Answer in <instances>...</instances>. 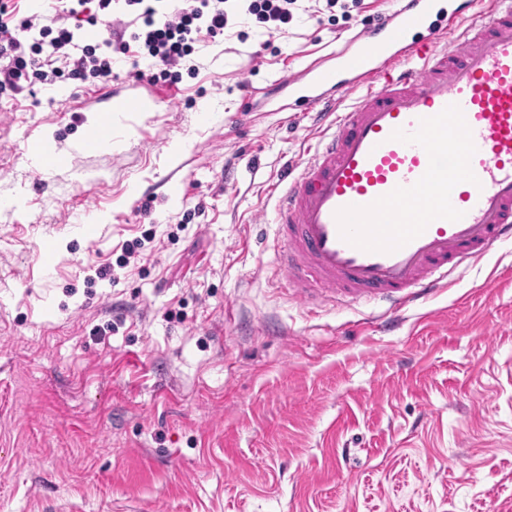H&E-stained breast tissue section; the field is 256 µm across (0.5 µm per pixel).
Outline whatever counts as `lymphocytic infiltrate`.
<instances>
[{"label":"lymphocytic infiltrate","instance_id":"lymphocytic-infiltrate-1","mask_svg":"<svg viewBox=\"0 0 512 512\" xmlns=\"http://www.w3.org/2000/svg\"><path fill=\"white\" fill-rule=\"evenodd\" d=\"M20 0H0V95H19L33 84L107 77L112 59L84 43L78 27L45 22L42 12L21 16ZM136 53H147L163 75L186 64L196 43L224 33L237 12L256 16L270 31L293 18L297 0H122Z\"/></svg>","mask_w":512,"mask_h":512}]
</instances>
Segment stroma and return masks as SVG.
I'll return each mask as SVG.
<instances>
[{
    "label": "stroma",
    "mask_w": 512,
    "mask_h": 512,
    "mask_svg": "<svg viewBox=\"0 0 512 512\" xmlns=\"http://www.w3.org/2000/svg\"><path fill=\"white\" fill-rule=\"evenodd\" d=\"M397 7L301 0L174 85L0 97V512H512V242L393 314L279 270L267 188L317 142L279 80Z\"/></svg>",
    "instance_id": "stroma-1"
}]
</instances>
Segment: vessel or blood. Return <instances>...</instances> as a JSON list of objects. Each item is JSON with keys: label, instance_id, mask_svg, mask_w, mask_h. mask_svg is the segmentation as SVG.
Masks as SVG:
<instances>
[{"label": "vessel or blood", "instance_id": "obj_1", "mask_svg": "<svg viewBox=\"0 0 512 512\" xmlns=\"http://www.w3.org/2000/svg\"><path fill=\"white\" fill-rule=\"evenodd\" d=\"M288 86L327 121L273 188L299 297L417 306L512 240V0H405Z\"/></svg>", "mask_w": 512, "mask_h": 512}]
</instances>
